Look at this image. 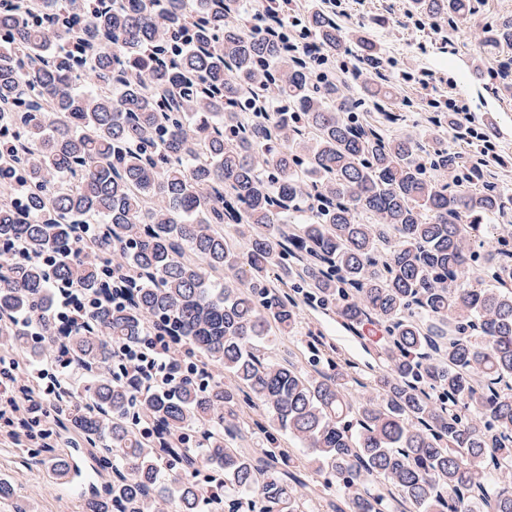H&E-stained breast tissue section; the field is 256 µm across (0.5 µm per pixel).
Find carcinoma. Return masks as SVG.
<instances>
[{"instance_id":"carcinoma-1","label":"carcinoma","mask_w":512,"mask_h":512,"mask_svg":"<svg viewBox=\"0 0 512 512\" xmlns=\"http://www.w3.org/2000/svg\"><path fill=\"white\" fill-rule=\"evenodd\" d=\"M412 2L450 25L475 9ZM304 31L331 59L358 58L360 97L313 80ZM0 34V171L24 184L17 204L0 191V347L23 342V316L42 336L21 367L53 355L84 376L60 419L108 475L84 512H201L203 489L184 478L198 464L235 512H512V242L496 234L512 190L479 160L451 186L428 174L458 159L442 102H428V141L389 136L401 115L380 46L299 0L253 13L237 0H18L0 8ZM485 43L512 49V18ZM366 100L375 115H354ZM87 224L131 278L84 257ZM487 240L476 273L472 247ZM17 247L62 262L50 274L6 256ZM54 280L96 295L91 331L53 318ZM304 305L335 307L354 334L379 323L382 367L364 379L321 334L309 370L265 357ZM149 326L225 379L140 395L112 370V343Z\"/></svg>"}]
</instances>
